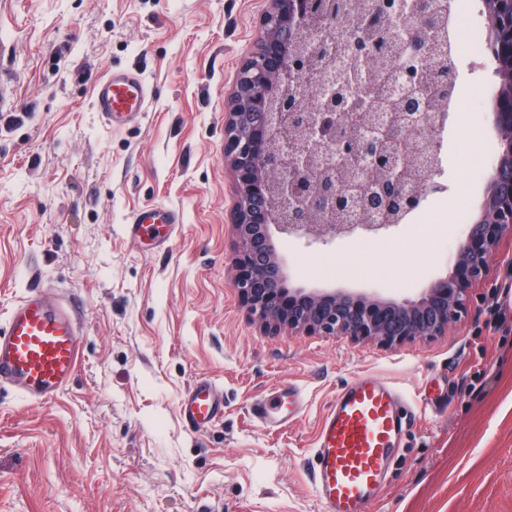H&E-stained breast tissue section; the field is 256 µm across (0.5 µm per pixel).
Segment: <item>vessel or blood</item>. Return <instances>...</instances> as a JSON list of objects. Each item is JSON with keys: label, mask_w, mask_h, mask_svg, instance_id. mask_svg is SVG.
Instances as JSON below:
<instances>
[{"label": "vessel or blood", "mask_w": 512, "mask_h": 512, "mask_svg": "<svg viewBox=\"0 0 512 512\" xmlns=\"http://www.w3.org/2000/svg\"><path fill=\"white\" fill-rule=\"evenodd\" d=\"M150 87L133 70H111L93 90V108L108 127L139 120ZM172 210L153 206L136 213L124 235L138 242L161 240L173 228ZM81 326L76 312L35 286L0 324V387L7 385L29 401L46 403L69 385L80 357ZM403 394L375 375L357 376L335 396L325 412L313 450L312 485L322 512H369L390 471L396 444L405 433L409 410ZM303 405L300 390L288 388L277 401L260 400L252 414L273 428L292 419ZM187 423L207 426L224 415V391L213 381L197 382L182 403Z\"/></svg>", "instance_id": "b4317fda"}]
</instances>
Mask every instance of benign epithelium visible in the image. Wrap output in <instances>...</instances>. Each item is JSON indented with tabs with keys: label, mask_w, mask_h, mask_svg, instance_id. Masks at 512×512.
<instances>
[{
	"label": "benign epithelium",
	"mask_w": 512,
	"mask_h": 512,
	"mask_svg": "<svg viewBox=\"0 0 512 512\" xmlns=\"http://www.w3.org/2000/svg\"><path fill=\"white\" fill-rule=\"evenodd\" d=\"M430 0H391L388 19L405 12L421 24L401 34L402 67L422 74L428 47ZM309 0H270L260 18L261 35L243 61L224 122V158L235 198L230 223L235 230L233 288L260 326L273 333H313L397 347L416 338L441 336L467 314L472 291L486 283L501 241L512 238V194L492 190L494 218L469 225L447 277L431 283L416 299L385 298L372 291H308L286 288L271 228L295 237L372 234L394 226L444 187L434 166L424 163L410 142L437 147L428 130L436 120L417 102L401 112L378 107L373 119L344 121L332 111L334 98L317 112L288 110V45L308 57L300 21ZM343 81L361 90L370 71L360 57L322 77L327 87ZM497 136L512 153V113H497Z\"/></svg>",
	"instance_id": "benign-epithelium-1"
}]
</instances>
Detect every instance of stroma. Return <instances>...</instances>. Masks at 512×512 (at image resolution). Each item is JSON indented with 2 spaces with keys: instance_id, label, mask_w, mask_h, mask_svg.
<instances>
[{
  "instance_id": "stroma-1",
  "label": "stroma",
  "mask_w": 512,
  "mask_h": 512,
  "mask_svg": "<svg viewBox=\"0 0 512 512\" xmlns=\"http://www.w3.org/2000/svg\"><path fill=\"white\" fill-rule=\"evenodd\" d=\"M269 0H0V316L48 284L76 309L81 362L66 391L34 403L0 388V512H317V428L337 391L374 374L416 400L370 512H512V240L474 313L395 349L263 331L233 288L234 205L224 114ZM135 69L152 96L119 129L92 110L95 83ZM483 66L454 63L463 114L429 196L388 239L361 250L273 233L287 284L418 298L446 277L484 191L477 140L494 132ZM466 191L467 223L453 199ZM164 205L181 221L162 244L124 224ZM363 277L324 278L321 260ZM224 389V416L196 432L180 401L197 378ZM298 388L300 412L268 429L249 409Z\"/></svg>"
}]
</instances>
